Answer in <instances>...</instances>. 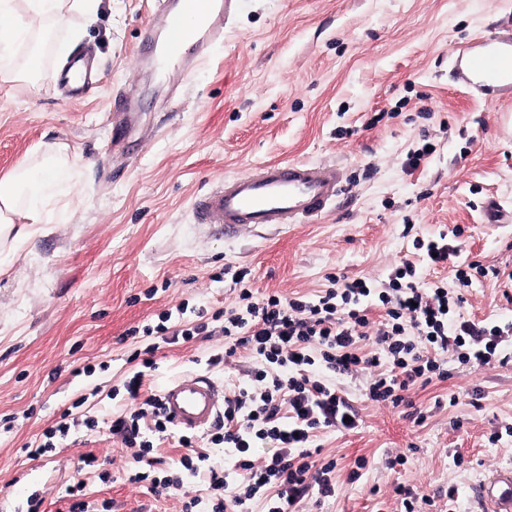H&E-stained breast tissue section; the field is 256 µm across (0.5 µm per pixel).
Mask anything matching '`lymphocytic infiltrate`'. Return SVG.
Wrapping results in <instances>:
<instances>
[{"mask_svg": "<svg viewBox=\"0 0 512 512\" xmlns=\"http://www.w3.org/2000/svg\"><path fill=\"white\" fill-rule=\"evenodd\" d=\"M372 295L384 310L378 322L361 305ZM239 300L238 308L214 312L207 322L183 327L166 314L145 330L146 335L175 343L207 333L215 321L227 342L226 356L243 349L267 364L250 383L224 398L221 431L213 442L230 448L233 468L221 470L208 465L205 454H187L179 461V475L160 481L164 490L176 491L183 485V474L202 477L214 493L210 512H253L259 500L266 512H297L312 493L323 498L335 494L336 463L315 459L310 444L315 433L326 428L356 429L359 416L351 402L325 382L324 373L369 375L367 399L396 408L405 404L410 389L447 379L436 352L461 351L463 361L480 368L489 365L512 336V323L487 327L455 319L462 295L440 284L418 283L408 263L395 268L387 288L377 292L365 280L353 279L313 299L257 296L244 287ZM368 339L377 353H363ZM142 365L124 383L138 410L112 421L113 434L122 438L137 466L130 476L134 482L144 481L141 468L150 464L153 449L141 438V420L152 417L160 431L168 424L159 397L143 392L151 358H143ZM265 445L268 455L256 457V448Z\"/></svg>", "mask_w": 512, "mask_h": 512, "instance_id": "1", "label": "lymphocytic infiltrate"}]
</instances>
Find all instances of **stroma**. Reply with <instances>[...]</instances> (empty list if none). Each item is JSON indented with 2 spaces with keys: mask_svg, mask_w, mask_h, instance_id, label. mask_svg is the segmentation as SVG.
<instances>
[{
  "mask_svg": "<svg viewBox=\"0 0 512 512\" xmlns=\"http://www.w3.org/2000/svg\"><path fill=\"white\" fill-rule=\"evenodd\" d=\"M152 0H101L92 21L55 27L46 48L22 38L0 58V178L65 145L78 168L58 188L53 223L0 248V512L15 499L70 512L83 482L89 512L209 508L206 484L182 497L130 482L112 420L133 411L123 382L145 327L185 308L186 320L238 301L230 275L259 293L314 297L333 277L386 283L411 262L423 282L459 288L456 269L476 262L462 289L465 318L512 322V127L478 86L456 84L453 49L487 33L512 35V0H240L222 45L187 77L140 56ZM92 53L98 76L83 100L20 71L39 54L52 71ZM140 125L112 149L113 91ZM425 150L419 166L414 152ZM340 167L347 191L310 224L255 225L225 234L200 224L196 199L220 179L268 161ZM501 207L489 223L484 205ZM461 227L456 266L430 269L415 239ZM221 334L160 344L144 390L194 372L232 389L261 359L225 367ZM448 378L411 391V408L366 399L362 377L330 376L359 411L350 433L316 440L335 459L336 494L300 512H400L395 487L427 500L423 512H477L471 489L512 467V363L472 367L442 354ZM424 413L423 423L409 409ZM70 418L67 435L56 434ZM54 446L43 455L45 441ZM366 465L348 475L357 458Z\"/></svg>",
  "mask_w": 512,
  "mask_h": 512,
  "instance_id": "stroma-1",
  "label": "stroma"
}]
</instances>
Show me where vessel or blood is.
<instances>
[{"instance_id":"1","label":"vessel or blood","mask_w":512,"mask_h":512,"mask_svg":"<svg viewBox=\"0 0 512 512\" xmlns=\"http://www.w3.org/2000/svg\"><path fill=\"white\" fill-rule=\"evenodd\" d=\"M157 27L145 29L142 44L160 48L162 65L188 68L206 54L214 41L223 39L237 0H158ZM89 65L75 59L59 76L81 99ZM455 82L469 85L481 77L494 82L497 98L512 97V37L495 35L479 40L474 48H457L452 56ZM117 122L113 146H120L133 115L122 97H115ZM338 172L302 161H270L244 174L229 176L201 196L195 204L202 224H221L236 231L258 224H305L322 216L344 192ZM164 412L180 432L196 435L208 431L222 414L224 393L203 373L184 376L161 393ZM481 512H512V469L493 472L475 486Z\"/></svg>"}]
</instances>
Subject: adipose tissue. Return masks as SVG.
Returning <instances> with one entry per match:
<instances>
[{
	"label": "adipose tissue",
	"instance_id": "adipose-tissue-1",
	"mask_svg": "<svg viewBox=\"0 0 512 512\" xmlns=\"http://www.w3.org/2000/svg\"><path fill=\"white\" fill-rule=\"evenodd\" d=\"M34 15L52 22L72 16L92 19L98 0H30ZM74 164L63 150H48L44 160L0 179V243L31 236L37 225L47 223L48 206L58 185L74 176Z\"/></svg>",
	"mask_w": 512,
	"mask_h": 512
}]
</instances>
